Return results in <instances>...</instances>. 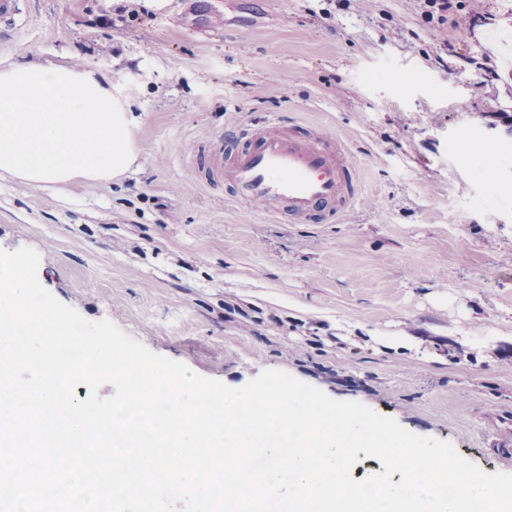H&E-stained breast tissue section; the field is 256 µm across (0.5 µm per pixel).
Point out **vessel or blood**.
<instances>
[{
    "instance_id": "vessel-or-blood-1",
    "label": "vessel or blood",
    "mask_w": 512,
    "mask_h": 512,
    "mask_svg": "<svg viewBox=\"0 0 512 512\" xmlns=\"http://www.w3.org/2000/svg\"><path fill=\"white\" fill-rule=\"evenodd\" d=\"M21 14L22 0H0L1 40L13 38ZM190 163L206 184H224L231 199L260 204L278 224L340 222L363 193L343 141L295 119L233 127Z\"/></svg>"
}]
</instances>
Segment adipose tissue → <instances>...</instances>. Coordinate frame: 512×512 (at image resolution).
I'll list each match as a JSON object with an SVG mask.
<instances>
[{
	"instance_id": "adipose-tissue-1",
	"label": "adipose tissue",
	"mask_w": 512,
	"mask_h": 512,
	"mask_svg": "<svg viewBox=\"0 0 512 512\" xmlns=\"http://www.w3.org/2000/svg\"><path fill=\"white\" fill-rule=\"evenodd\" d=\"M137 125L106 75L0 62V178L54 190L121 178L139 160Z\"/></svg>"
}]
</instances>
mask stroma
<instances>
[{"instance_id":"35a3bbf8","label":"stroma","mask_w":512,"mask_h":512,"mask_svg":"<svg viewBox=\"0 0 512 512\" xmlns=\"http://www.w3.org/2000/svg\"><path fill=\"white\" fill-rule=\"evenodd\" d=\"M0 59L112 78L143 169L69 191L0 180V249L91 321L233 388L267 369L512 473V0L427 23L414 0H24ZM483 87H476V80ZM281 115L345 140L340 224H272L188 162ZM411 342L398 353L397 337Z\"/></svg>"}]
</instances>
